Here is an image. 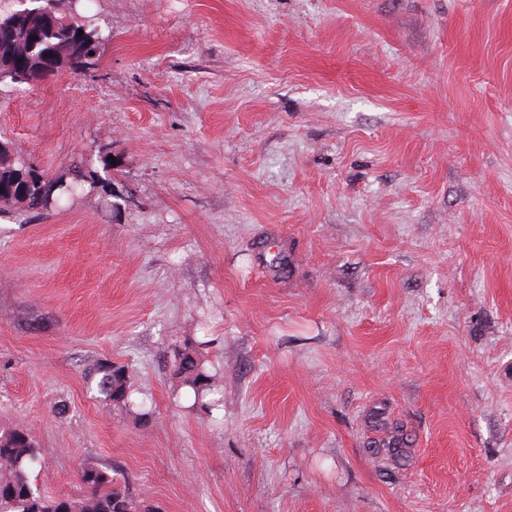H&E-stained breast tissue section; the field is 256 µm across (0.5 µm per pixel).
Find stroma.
<instances>
[{
	"label": "stroma",
	"instance_id": "stroma-1",
	"mask_svg": "<svg viewBox=\"0 0 512 512\" xmlns=\"http://www.w3.org/2000/svg\"><path fill=\"white\" fill-rule=\"evenodd\" d=\"M92 76L0 91V430L154 512H512V0H62ZM204 355L220 416L183 406ZM127 366L147 410L92 400ZM64 413H57V406ZM401 434L402 456L383 451ZM72 182L48 179L41 173L32 180L26 198L31 209L48 210L57 207L63 200H68L77 194L81 185L88 182L90 177L80 166H74ZM205 343L208 342H196L195 345L185 347L177 354L174 361V376L180 387L183 386L182 396L188 403L192 405L196 400V408L211 409L215 405L202 402L206 394L215 390L214 374L206 365L201 352V346Z\"/></svg>",
	"mask_w": 512,
	"mask_h": 512
}]
</instances>
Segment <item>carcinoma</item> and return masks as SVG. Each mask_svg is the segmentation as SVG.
<instances>
[{"instance_id":"cac0c4a2","label":"carcinoma","mask_w":512,"mask_h":512,"mask_svg":"<svg viewBox=\"0 0 512 512\" xmlns=\"http://www.w3.org/2000/svg\"><path fill=\"white\" fill-rule=\"evenodd\" d=\"M35 11L0 14V69L21 66L34 80L54 76L62 67L85 74L95 64L91 53L103 38L102 28L91 20L76 19L61 11L59 0H32ZM83 35H78V31ZM24 162L11 159L0 143V184L23 169ZM89 176L74 167L72 182L39 175L32 180L26 202L31 209L48 210L77 194ZM198 342L180 351L174 361L179 385L195 394V404L209 409L202 398L215 390L214 374L205 363ZM90 393L101 405H131L132 376L125 366L100 362L86 374ZM39 448L24 428L0 431V512H150L129 492L126 480L112 476L94 463L79 474L82 493L50 496L32 478L39 464Z\"/></svg>"}]
</instances>
